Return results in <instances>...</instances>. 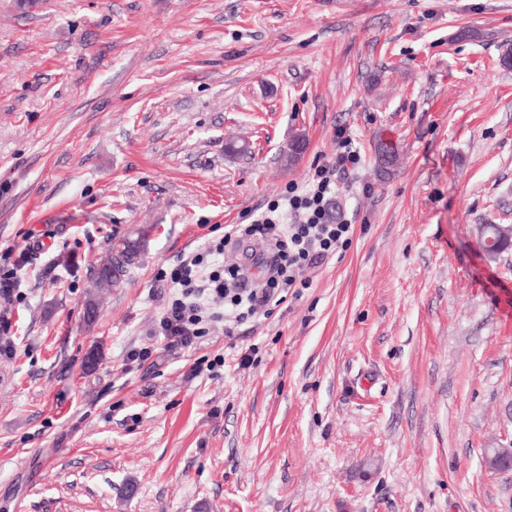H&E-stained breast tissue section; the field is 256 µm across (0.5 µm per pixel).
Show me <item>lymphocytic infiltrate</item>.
<instances>
[{
    "instance_id": "lymphocytic-infiltrate-1",
    "label": "lymphocytic infiltrate",
    "mask_w": 512,
    "mask_h": 512,
    "mask_svg": "<svg viewBox=\"0 0 512 512\" xmlns=\"http://www.w3.org/2000/svg\"><path fill=\"white\" fill-rule=\"evenodd\" d=\"M360 161L354 139L346 130H337L335 157L314 166L308 187L289 186L251 224L231 225L218 241L206 245L204 254L183 258L171 271L160 272V280L168 282L174 294L159 319L158 334L170 347L192 348L207 335L209 322L221 320L232 327L258 314L271 315L284 302L286 290L309 287L306 269L325 263L352 242L354 224L334 208L340 180ZM254 235L265 238L273 250L263 278L239 265H218L206 279H199L204 255L223 254L226 246Z\"/></svg>"
}]
</instances>
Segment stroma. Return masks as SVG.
I'll list each match as a JSON object with an SVG mask.
<instances>
[{"mask_svg": "<svg viewBox=\"0 0 512 512\" xmlns=\"http://www.w3.org/2000/svg\"><path fill=\"white\" fill-rule=\"evenodd\" d=\"M508 51L512 0H0L25 293L0 300V512H512L486 461L512 439V250L475 247L512 224ZM340 128L349 248L270 317L168 347L157 273L306 186ZM122 237L141 258L86 323ZM482 224L478 225V247L480 251L491 260H494L498 257L497 256H491L493 252H495L499 245H494V239L495 238L498 242L502 244V246H507L509 242L512 240V228L511 224H484L482 227L485 229V233L487 237L485 238L484 242H481V236H480V226ZM493 237V238H492Z\"/></svg>", "mask_w": 512, "mask_h": 512, "instance_id": "obj_1", "label": "stroma"}]
</instances>
